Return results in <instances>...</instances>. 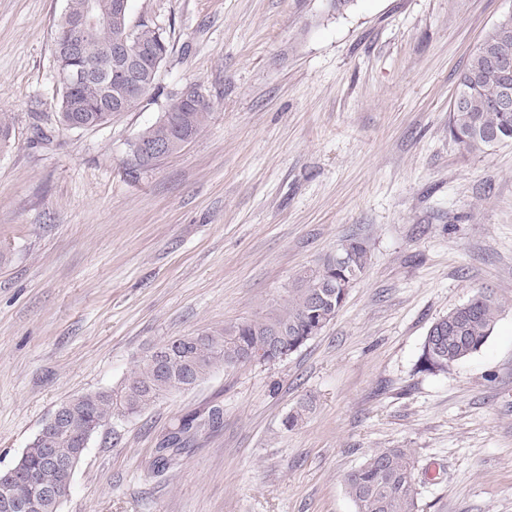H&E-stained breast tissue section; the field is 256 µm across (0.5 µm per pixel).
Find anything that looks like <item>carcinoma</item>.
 <instances>
[{
    "mask_svg": "<svg viewBox=\"0 0 512 512\" xmlns=\"http://www.w3.org/2000/svg\"><path fill=\"white\" fill-rule=\"evenodd\" d=\"M90 3L97 13L110 17L111 23L97 29L85 47L84 56L65 60L64 68L96 70L94 78L78 84L71 92L72 100L82 107L79 113L82 123L93 128L115 118L110 112L112 101L124 92V85L111 70L100 68L116 38L128 32L133 44L163 57L170 52V42L161 28L149 21L142 20L129 28L128 19L118 16L115 0H67L58 28L83 14ZM499 30L500 27L493 26L475 47L459 74L458 87H463L468 73L486 68L488 49L499 59L512 63V36L504 37ZM134 79L151 90L156 87L152 58L143 59ZM499 89L500 81L491 76L470 96L465 108L450 110L448 132L469 152L485 153L512 143V111L498 109ZM208 117L209 112L189 107L181 112H162L138 137L164 145L165 156L169 157L197 135ZM345 243L349 247L346 265L338 264L334 254L324 256L299 273L283 304L270 308L264 315L209 330L200 336L172 338L147 356L121 389L91 391L63 403L69 408L70 428L57 436L55 449L59 459L71 461L86 438L110 421L137 415L172 390L192 388L219 367L238 365L249 350L263 349L275 361L296 352L336 318L349 288L369 266L370 250L364 240L350 237ZM479 296L481 292L474 293L468 308L454 307L430 326L419 358L420 371L446 373L486 344L502 311V303L492 293L482 300ZM196 420L195 415L185 416L163 436L156 448L157 468L169 466L182 455L192 432L199 428ZM21 461L31 477L29 494L39 498L31 512H58L52 497L42 495V491L56 488L67 496L71 480L45 465L42 441L38 439L25 449ZM344 484L356 512H417L414 465L405 448L374 452L346 474Z\"/></svg>",
    "mask_w": 512,
    "mask_h": 512,
    "instance_id": "carcinoma-1",
    "label": "carcinoma"
}]
</instances>
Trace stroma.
<instances>
[{"instance_id": "1", "label": "stroma", "mask_w": 512, "mask_h": 512, "mask_svg": "<svg viewBox=\"0 0 512 512\" xmlns=\"http://www.w3.org/2000/svg\"><path fill=\"white\" fill-rule=\"evenodd\" d=\"M332 3L130 0L173 46L158 87L65 130L66 0H0V469L61 403L119 390L168 339L263 315L349 236L371 255L286 359L100 428L60 512H355L344 477L382 448L410 449L418 512H512V144L471 153L448 133L458 75L512 0ZM187 84L208 121L128 173L131 142ZM482 288L503 304L485 346L419 371L432 323ZM214 406L221 424L157 471L162 435Z\"/></svg>"}]
</instances>
